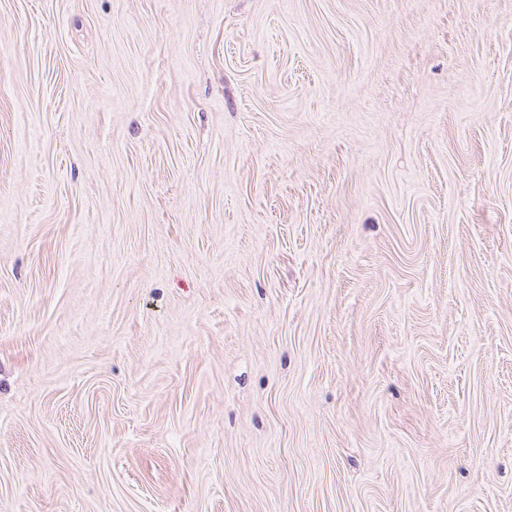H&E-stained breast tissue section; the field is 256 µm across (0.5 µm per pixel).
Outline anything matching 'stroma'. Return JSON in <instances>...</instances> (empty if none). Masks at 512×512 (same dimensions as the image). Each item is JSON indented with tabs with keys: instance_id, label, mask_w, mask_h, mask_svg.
Wrapping results in <instances>:
<instances>
[{
	"instance_id": "1",
	"label": "stroma",
	"mask_w": 512,
	"mask_h": 512,
	"mask_svg": "<svg viewBox=\"0 0 512 512\" xmlns=\"http://www.w3.org/2000/svg\"><path fill=\"white\" fill-rule=\"evenodd\" d=\"M0 512H512V0H0Z\"/></svg>"
}]
</instances>
